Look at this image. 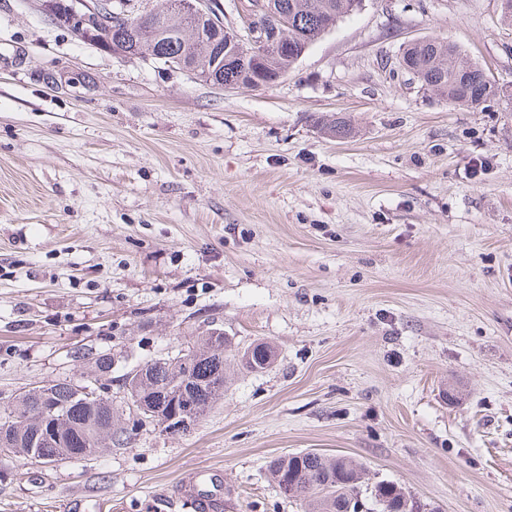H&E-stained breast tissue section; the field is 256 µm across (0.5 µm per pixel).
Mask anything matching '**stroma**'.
Masks as SVG:
<instances>
[{
    "instance_id": "obj_1",
    "label": "stroma",
    "mask_w": 512,
    "mask_h": 512,
    "mask_svg": "<svg viewBox=\"0 0 512 512\" xmlns=\"http://www.w3.org/2000/svg\"><path fill=\"white\" fill-rule=\"evenodd\" d=\"M431 37L512 93L503 0H364L231 92L0 0V408L108 353L128 422L126 373L210 329L275 351L187 434L0 450V512H192L195 469L223 512H307L268 472L307 450L432 512H512V110L423 91L398 60ZM332 119L324 116L316 118L315 122L318 129L328 136H342L348 138L352 135L353 129L349 121L343 117H334ZM198 471L177 487L180 499L193 503L199 510H218L224 504V486L216 474Z\"/></svg>"
}]
</instances>
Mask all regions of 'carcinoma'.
<instances>
[{
	"label": "carcinoma",
	"instance_id": "cac0c4a2",
	"mask_svg": "<svg viewBox=\"0 0 512 512\" xmlns=\"http://www.w3.org/2000/svg\"><path fill=\"white\" fill-rule=\"evenodd\" d=\"M51 8L46 16H54L55 22L67 27L80 39L112 49V45L125 46V56L149 59L164 66L177 69L190 64L203 75L210 72L214 78L224 81L237 80L243 74L266 82L277 72L290 69L296 62L291 55L273 56L260 68L253 67L251 60L239 54L224 52V32L216 30L210 20L185 17L176 11L179 0H155L153 10L135 16L136 24L131 30L120 23L105 21L93 35L86 37L68 22L71 0H49ZM288 14L300 17V24L288 28L289 41L295 46H310L318 39V25L326 20H339L351 13V0H282ZM402 58L408 59L417 68L420 85L437 84L438 96L451 104L465 103L468 91L474 84L482 83L484 70L475 63L461 59L457 46L439 38H430L407 46ZM318 129L328 136L348 138L353 129L343 117L332 119L324 116L315 120ZM221 344L215 345L214 333L200 337L196 346L174 357L155 360L139 372H131L125 386L133 400L157 415H165L169 396L179 393L184 378L190 377L191 392L198 402L196 420H201L214 402L224 396V391L212 389L214 377L224 374V356L231 350V341L219 331ZM240 370L258 371L267 368L274 360V351L264 343H256L243 351L232 354ZM55 402L65 409L57 428L64 437L84 444L81 458H86L100 448V443L123 433L119 414L112 406L90 408L82 403L79 389L72 383H55L39 390H26L15 398L13 410L26 415V424L0 437V448L27 459L35 453L47 462L69 458L74 447L69 442L44 438L37 447H30L32 438L40 432L42 422L40 409L46 402ZM272 481L287 498L304 502L310 512H340L341 503L365 492L361 475L366 467L359 461L345 456L330 457L314 452H300L279 456L269 463ZM376 496L387 502L379 512H424V504L414 498L403 487L391 481H380L373 485Z\"/></svg>",
	"mask_w": 512,
	"mask_h": 512
}]
</instances>
